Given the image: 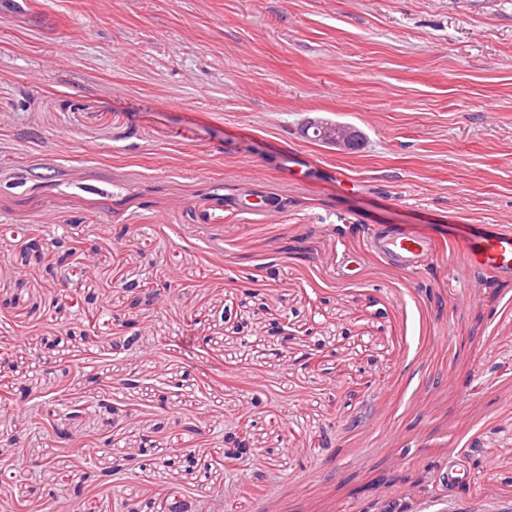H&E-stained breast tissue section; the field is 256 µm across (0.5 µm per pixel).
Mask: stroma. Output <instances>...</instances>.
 <instances>
[{"label": "stroma", "mask_w": 512, "mask_h": 512, "mask_svg": "<svg viewBox=\"0 0 512 512\" xmlns=\"http://www.w3.org/2000/svg\"><path fill=\"white\" fill-rule=\"evenodd\" d=\"M313 119L364 143L314 141ZM511 216L512 0H0V512H165L176 478L202 512H512V281L460 250ZM400 230L437 260L369 253ZM145 278L169 292L137 302ZM262 303L315 312L333 375L242 357L271 346ZM120 315L143 346L116 357ZM66 370L88 407L69 440L25 424L57 415ZM242 419L245 467L174 471ZM146 432L148 468L127 458Z\"/></svg>", "instance_id": "1"}]
</instances>
